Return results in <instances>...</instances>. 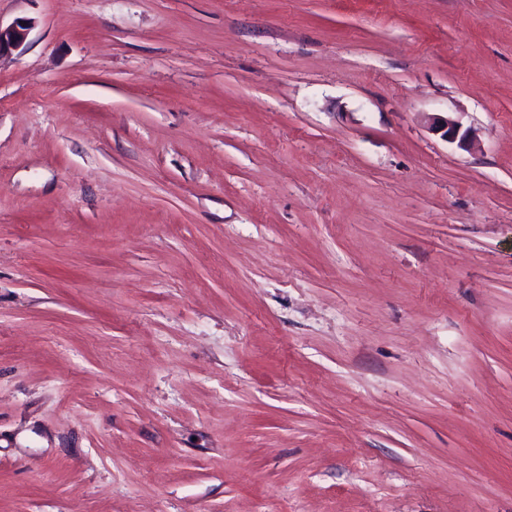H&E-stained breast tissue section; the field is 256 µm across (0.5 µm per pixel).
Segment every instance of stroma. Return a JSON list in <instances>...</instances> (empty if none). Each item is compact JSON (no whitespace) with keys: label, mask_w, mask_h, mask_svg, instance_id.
<instances>
[{"label":"stroma","mask_w":512,"mask_h":512,"mask_svg":"<svg viewBox=\"0 0 512 512\" xmlns=\"http://www.w3.org/2000/svg\"><path fill=\"white\" fill-rule=\"evenodd\" d=\"M19 18L0 512H512V0ZM431 126L434 130L442 132V137L450 143L458 142L459 146H470L474 142V135L470 129L462 130L459 121L450 117H431Z\"/></svg>","instance_id":"35a3bbf8"}]
</instances>
